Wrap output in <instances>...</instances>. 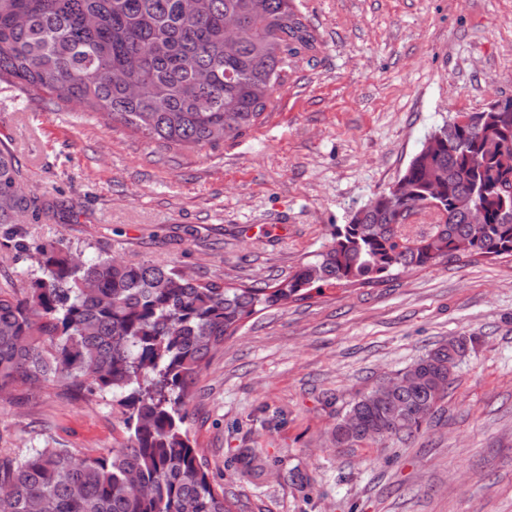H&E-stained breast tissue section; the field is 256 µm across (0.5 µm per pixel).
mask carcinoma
Instances as JSON below:
<instances>
[{"instance_id": "obj_1", "label": "carcinoma", "mask_w": 512, "mask_h": 512, "mask_svg": "<svg viewBox=\"0 0 512 512\" xmlns=\"http://www.w3.org/2000/svg\"><path fill=\"white\" fill-rule=\"evenodd\" d=\"M242 24L224 56V16ZM318 41L294 0H0V83L56 98L62 87L86 112L103 113L166 148L201 149L253 129ZM139 81L138 96L128 85ZM458 115L434 130L376 208L335 226L316 261L263 288H226L170 265L83 259L63 240L35 246L22 225L46 214L25 173L0 144V228L36 255L31 277L0 288V397L50 383L112 397L123 437L98 456L35 448L0 457V512H234L187 426L193 384L224 339L261 308L325 287L378 285L395 270H427L463 257H512V98ZM437 203L438 223L410 235L400 209ZM480 205L488 223L471 224ZM474 338L458 336L394 377L388 399L361 394L336 416V447L360 439L347 417L381 431L376 442L420 430L453 384ZM412 375L407 388L400 378Z\"/></svg>"}]
</instances>
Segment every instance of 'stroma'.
<instances>
[{
	"mask_svg": "<svg viewBox=\"0 0 512 512\" xmlns=\"http://www.w3.org/2000/svg\"><path fill=\"white\" fill-rule=\"evenodd\" d=\"M295 4L319 52L295 61L260 125L213 147L164 148L1 84L0 142L49 208L25 238L261 287L314 260L435 128L512 97V0ZM457 336L476 343L418 432L336 447L355 397ZM190 413L238 512H512V259L400 270L257 312L197 378ZM115 422L111 397L21 386L0 400V454L96 456ZM243 448L261 473L243 472Z\"/></svg>",
	"mask_w": 512,
	"mask_h": 512,
	"instance_id": "stroma-1",
	"label": "stroma"
}]
</instances>
